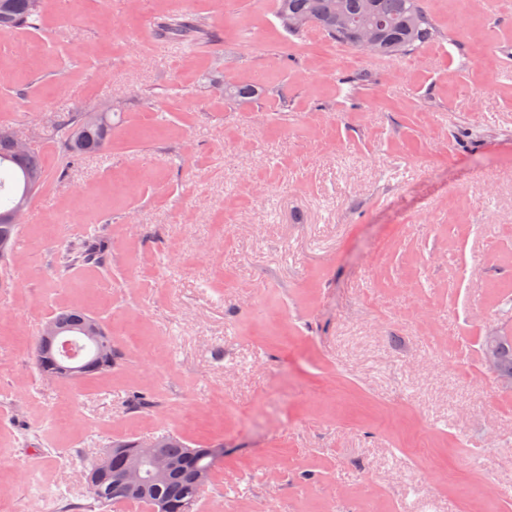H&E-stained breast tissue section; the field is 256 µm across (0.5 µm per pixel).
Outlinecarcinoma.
<instances>
[{"instance_id": "cac0c4a2", "label": "carcinoma", "mask_w": 512, "mask_h": 512, "mask_svg": "<svg viewBox=\"0 0 512 512\" xmlns=\"http://www.w3.org/2000/svg\"><path fill=\"white\" fill-rule=\"evenodd\" d=\"M43 0H0V31L27 30L36 27L42 18ZM275 16L281 27L295 36L317 28L329 39L357 48V39L365 34L377 40L378 55L397 57L417 49L437 37L438 30L420 0H275ZM297 18L308 24L295 26ZM173 39L200 43L209 39V31L200 20L175 18L166 26ZM258 95L257 88L235 80L224 81V99L246 102ZM63 154L79 160L101 151L111 140L112 120L108 112H71L59 117L52 127ZM14 132L0 124V242L14 245L19 225L9 222L8 213L22 202L33 185L43 188L48 180L40 155L15 148ZM106 262L105 246L78 247L67 255L68 265L96 266ZM63 336L85 335L93 324L98 326L101 349L84 362L83 377L112 371L117 351L112 336L98 319L80 308H69L52 318ZM484 360L497 379H512V339L489 334L484 339ZM57 361V352L46 346L45 337L35 342L34 363L41 376L50 373ZM167 459L187 469L214 468L212 459H187L191 446L175 435L160 438ZM203 488L185 476H175L151 486L147 499H157L167 506V512H191ZM91 498L97 503L126 504L131 496L112 479H101L89 486Z\"/></svg>"}]
</instances>
